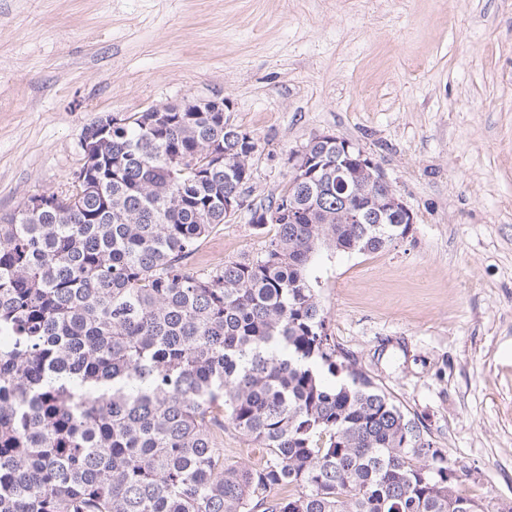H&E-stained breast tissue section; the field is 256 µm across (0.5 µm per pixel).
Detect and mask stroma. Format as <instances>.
I'll return each mask as SVG.
<instances>
[{"label":"stroma","instance_id":"obj_1","mask_svg":"<svg viewBox=\"0 0 512 512\" xmlns=\"http://www.w3.org/2000/svg\"><path fill=\"white\" fill-rule=\"evenodd\" d=\"M223 98L255 142L249 206L332 133L415 222L376 253L320 249L309 278L339 353L512 506V0H0V215L64 193L86 127ZM248 209L193 272L261 255Z\"/></svg>","mask_w":512,"mask_h":512}]
</instances>
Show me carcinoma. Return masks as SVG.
Returning a JSON list of instances; mask_svg holds the SVG:
<instances>
[{
	"mask_svg": "<svg viewBox=\"0 0 512 512\" xmlns=\"http://www.w3.org/2000/svg\"><path fill=\"white\" fill-rule=\"evenodd\" d=\"M118 118L86 130L77 192L0 217V512H489L415 420L337 362L313 256L378 252L408 229L357 152L343 194L336 144L307 142L322 195L271 197L263 255L193 273L255 145L228 139L222 112ZM226 427L266 449L261 467L224 462Z\"/></svg>",
	"mask_w": 512,
	"mask_h": 512,
	"instance_id": "cac0c4a2",
	"label": "carcinoma"
}]
</instances>
